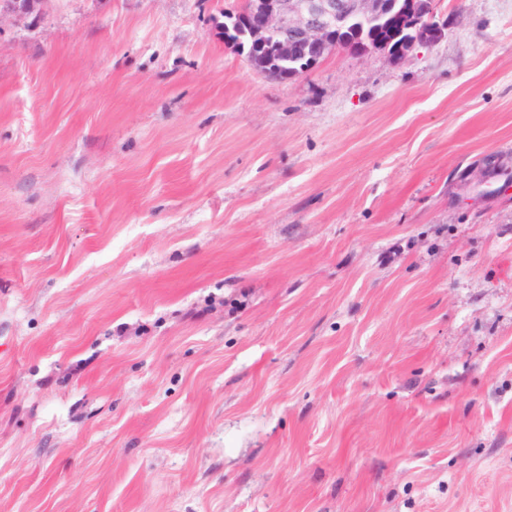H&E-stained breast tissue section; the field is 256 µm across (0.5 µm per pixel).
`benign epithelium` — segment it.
Masks as SVG:
<instances>
[{"label":"benign epithelium","instance_id":"1","mask_svg":"<svg viewBox=\"0 0 512 512\" xmlns=\"http://www.w3.org/2000/svg\"><path fill=\"white\" fill-rule=\"evenodd\" d=\"M42 3L4 0L0 22L14 13H32ZM235 15L248 35L247 61L272 51L269 73L276 77L279 63L336 46L340 29L353 18H396L423 38L441 37L432 21L431 0H244Z\"/></svg>","mask_w":512,"mask_h":512}]
</instances>
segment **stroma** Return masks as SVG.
<instances>
[{"label": "stroma", "instance_id": "35a3bbf8", "mask_svg": "<svg viewBox=\"0 0 512 512\" xmlns=\"http://www.w3.org/2000/svg\"><path fill=\"white\" fill-rule=\"evenodd\" d=\"M241 2L0 26V512H512V0L290 80Z\"/></svg>", "mask_w": 512, "mask_h": 512}]
</instances>
